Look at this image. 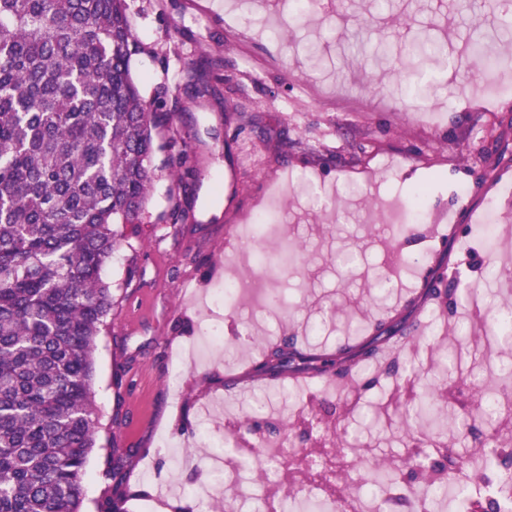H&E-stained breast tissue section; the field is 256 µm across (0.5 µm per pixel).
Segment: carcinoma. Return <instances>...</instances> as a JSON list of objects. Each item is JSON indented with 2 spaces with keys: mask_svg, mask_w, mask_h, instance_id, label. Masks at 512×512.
I'll use <instances>...</instances> for the list:
<instances>
[{
  "mask_svg": "<svg viewBox=\"0 0 512 512\" xmlns=\"http://www.w3.org/2000/svg\"><path fill=\"white\" fill-rule=\"evenodd\" d=\"M138 49L126 0H0V512H84V484L94 449L100 447V415L94 379L96 353L116 298L103 281L107 259L138 223L155 180V154L166 148L156 130L165 113L150 112L131 72ZM468 51L480 64L512 65V55L479 34ZM403 89H414L429 65L447 62L446 44L425 32L405 45ZM502 170L512 151L491 142ZM299 243L280 253H261L257 265L270 275L296 266ZM415 267L426 301L447 295ZM363 341H339L337 359L317 355L286 338L270 344L255 369L274 380L289 375L315 379L335 367L336 390H369L385 375L413 386L409 365L377 364L387 344H404L406 319L387 315L357 328ZM461 383L477 396L475 409L455 421L485 428L504 470L497 417L485 410L487 378ZM426 393L404 407L401 424L411 450L409 468L439 474L442 443L421 448L419 427ZM138 448L117 441L97 512H128V474ZM307 454L291 448L275 470ZM489 480L473 459L460 464L457 480Z\"/></svg>",
  "mask_w": 512,
  "mask_h": 512,
  "instance_id": "carcinoma-1",
  "label": "carcinoma"
}]
</instances>
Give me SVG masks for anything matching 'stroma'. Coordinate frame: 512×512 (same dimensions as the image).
I'll return each mask as SVG.
<instances>
[{
  "instance_id": "35a3bbf8",
  "label": "stroma",
  "mask_w": 512,
  "mask_h": 512,
  "mask_svg": "<svg viewBox=\"0 0 512 512\" xmlns=\"http://www.w3.org/2000/svg\"><path fill=\"white\" fill-rule=\"evenodd\" d=\"M139 46L132 73L145 103L167 89L170 117L160 130L166 148L154 158L155 182L149 203L120 248L107 262L103 279L117 288L119 304L109 317L96 360L94 389L101 414L102 440L119 435L139 447L129 472L130 512H209L210 502L191 491L207 481V467L182 460L185 448H211L213 435L239 437L242 447L259 452L261 437L245 431L234 417L215 415L202 429L200 406L236 382L226 376L228 353L239 337L249 347L242 365L261 357L268 341L296 337L300 346L333 351L351 321L366 322L403 311L415 284L381 297L377 276L414 260L429 259L439 217L469 204L495 217L491 250L457 243L462 253L456 291H470L464 310L435 309L432 342H420L401 358L419 370L421 391H441L437 407L450 421L473 406L465 388L449 377L444 359L458 354V371L498 376L512 363V351L492 336L489 312L512 303V177L492 181L477 195L493 164L484 147L487 132L512 144V70L486 71L465 43L474 25L484 34H501V0H315L310 12L292 20L286 0H239L233 9L215 0H126ZM445 41L451 64L432 68L423 88L426 105L401 108L397 58L407 39L424 28ZM318 42L325 63L309 69L306 46ZM223 60L218 69H200L201 56ZM197 86L189 97L185 86ZM190 146L194 176L190 186L171 173L169 154ZM304 174L332 208L315 204L287 186L276 207L280 233L258 244L242 238V219L256 210L271 182ZM362 193H344L352 181ZM428 185L426 218L394 237L395 217L410 194ZM185 213L175 224L171 210ZM238 232L227 249L228 231ZM304 248L303 266L282 279V299L259 305L239 298L212 310L222 349L202 364L183 361L179 352L198 340L203 321L194 295L204 294L231 273L249 269L258 248L277 249L283 239ZM354 252L357 264L338 258ZM508 267L507 275L484 281L488 263ZM121 386H114L116 368ZM181 385L172 388L173 374ZM296 380L266 382L232 407L249 409L255 397L269 396L292 429L297 448L321 450L322 389L306 392L304 404L291 405ZM382 379L371 391L352 389L342 397L334 419L350 432L349 456L362 468L387 463L397 472L406 438L399 408L410 400ZM126 426L113 432L115 415ZM222 496L241 512H262L267 500L283 503L298 485L287 473L268 483L239 467L227 455Z\"/></svg>"
}]
</instances>
